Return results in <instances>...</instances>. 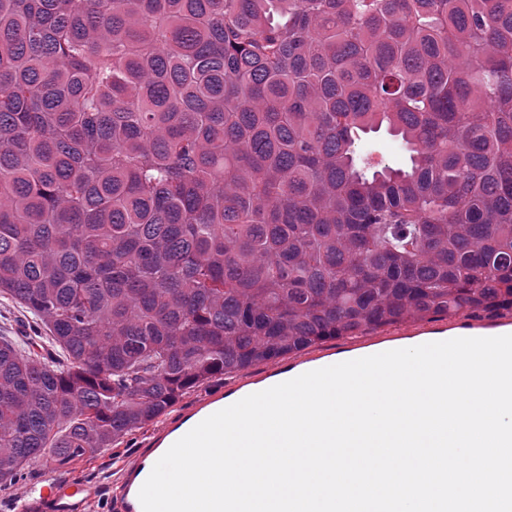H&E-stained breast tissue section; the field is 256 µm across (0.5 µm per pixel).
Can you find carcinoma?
<instances>
[{"instance_id": "obj_1", "label": "carcinoma", "mask_w": 512, "mask_h": 512, "mask_svg": "<svg viewBox=\"0 0 512 512\" xmlns=\"http://www.w3.org/2000/svg\"><path fill=\"white\" fill-rule=\"evenodd\" d=\"M0 296V487L217 376L511 311L512 0H0ZM366 140L371 148L377 151L375 154L377 158L386 163L394 165L405 159V154L398 144L387 135L370 133L366 135Z\"/></svg>"}]
</instances>
